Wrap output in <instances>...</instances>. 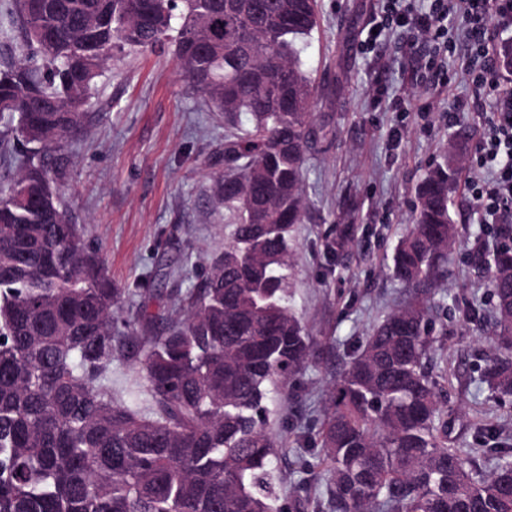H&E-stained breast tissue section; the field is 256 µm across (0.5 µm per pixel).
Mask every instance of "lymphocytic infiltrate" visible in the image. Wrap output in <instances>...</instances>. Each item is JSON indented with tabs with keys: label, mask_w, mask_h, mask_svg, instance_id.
Segmentation results:
<instances>
[{
	"label": "lymphocytic infiltrate",
	"mask_w": 512,
	"mask_h": 512,
	"mask_svg": "<svg viewBox=\"0 0 512 512\" xmlns=\"http://www.w3.org/2000/svg\"><path fill=\"white\" fill-rule=\"evenodd\" d=\"M378 20L363 46L375 50L382 32L395 30L408 47L427 43L430 65L439 81L451 84L448 36L456 22L467 34L468 77L476 97L492 110L475 147L481 177L468 183L469 198L482 223L512 226V71L498 62L501 45L512 36V0H428L425 10L402 8V0H379Z\"/></svg>",
	"instance_id": "1"
}]
</instances>
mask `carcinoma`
I'll use <instances>...</instances> for the list:
<instances>
[{
  "mask_svg": "<svg viewBox=\"0 0 512 512\" xmlns=\"http://www.w3.org/2000/svg\"><path fill=\"white\" fill-rule=\"evenodd\" d=\"M28 56L0 58V512H281L271 405L312 344L291 303L294 225L313 134L303 57L318 0H9ZM224 119L211 174L232 224L206 278L177 298L172 326L122 316L100 249L66 218L49 157L85 124L115 57L160 47ZM285 78L268 86L265 73ZM457 147L428 170L399 237L406 304L357 342L313 437L328 512H512V448L481 467L448 440L434 371L437 283L458 236ZM489 354L481 383L512 395V234L496 232ZM129 360L145 410L112 400Z\"/></svg>",
  "mask_w": 512,
  "mask_h": 512,
  "instance_id": "cac0c4a2",
  "label": "carcinoma"
}]
</instances>
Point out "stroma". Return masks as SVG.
I'll return each mask as SVG.
<instances>
[{"mask_svg": "<svg viewBox=\"0 0 512 512\" xmlns=\"http://www.w3.org/2000/svg\"><path fill=\"white\" fill-rule=\"evenodd\" d=\"M320 28L305 52L325 131L304 178L310 201L294 230L292 303L312 341L309 367L276 404L271 425L286 443L275 461L279 502L298 512L297 486L324 481L321 468L301 476L317 449L302 447L284 422L309 426L347 350L407 290L392 276V256L416 203V189L446 147L471 158L489 107L475 103L449 120L450 99L471 97L465 44L449 62L450 86L428 76L427 46L408 51L400 36L364 53L376 18L374 0H319ZM406 109H392L393 97ZM82 132L68 139L57 187L69 219L100 247L114 287L126 290L124 313L157 311L196 286L212 254L223 252L224 210L211 198L209 173L224 142V122L181 79L172 52L114 59L97 80ZM458 238L448 262L445 309L435 318V358L448 370V437L471 448L512 447V396L477 388L492 326L486 318L488 261L495 247L457 184L450 208ZM347 233L331 252L326 240Z\"/></svg>", "mask_w": 512, "mask_h": 512, "instance_id": "35a3bbf8", "label": "stroma"}]
</instances>
